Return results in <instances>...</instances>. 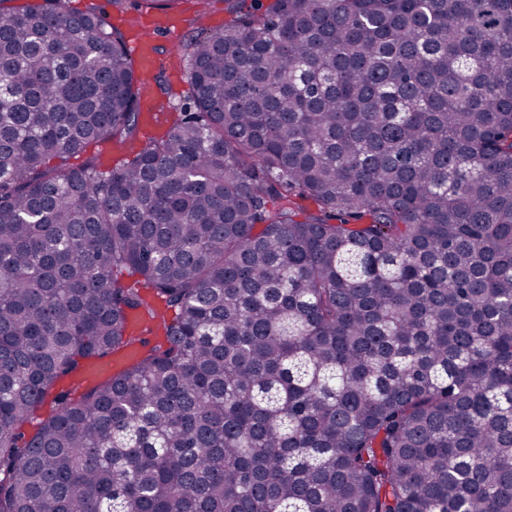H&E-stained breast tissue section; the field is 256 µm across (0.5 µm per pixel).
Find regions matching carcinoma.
Instances as JSON below:
<instances>
[{"mask_svg":"<svg viewBox=\"0 0 512 512\" xmlns=\"http://www.w3.org/2000/svg\"><path fill=\"white\" fill-rule=\"evenodd\" d=\"M4 2L0 512H512V0H227L140 147L123 33Z\"/></svg>","mask_w":512,"mask_h":512,"instance_id":"obj_1","label":"carcinoma"}]
</instances>
